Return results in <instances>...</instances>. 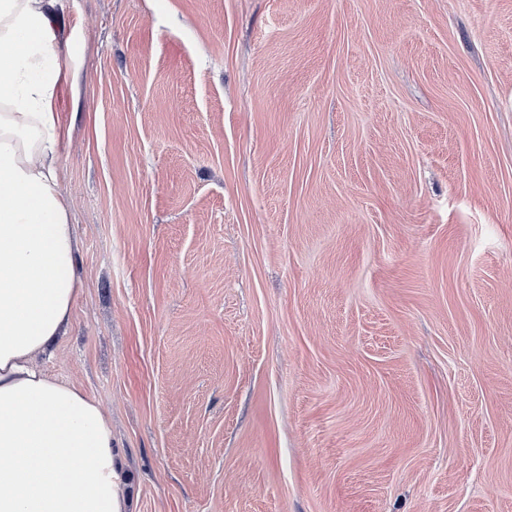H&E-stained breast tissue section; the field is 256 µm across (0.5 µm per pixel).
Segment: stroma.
<instances>
[{"label":"stroma","mask_w":512,"mask_h":512,"mask_svg":"<svg viewBox=\"0 0 512 512\" xmlns=\"http://www.w3.org/2000/svg\"><path fill=\"white\" fill-rule=\"evenodd\" d=\"M63 4L130 512H512V0Z\"/></svg>","instance_id":"obj_1"}]
</instances>
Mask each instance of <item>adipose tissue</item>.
Here are the masks:
<instances>
[{"label": "adipose tissue", "mask_w": 512, "mask_h": 512, "mask_svg": "<svg viewBox=\"0 0 512 512\" xmlns=\"http://www.w3.org/2000/svg\"><path fill=\"white\" fill-rule=\"evenodd\" d=\"M63 0H0V512H128L112 425L37 369L79 291L58 184Z\"/></svg>", "instance_id": "adipose-tissue-1"}]
</instances>
